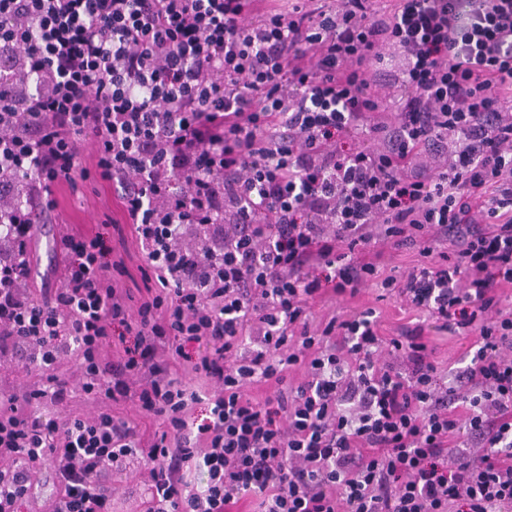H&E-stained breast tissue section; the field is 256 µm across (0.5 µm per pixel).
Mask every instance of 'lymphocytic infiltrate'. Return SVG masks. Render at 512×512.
Returning <instances> with one entry per match:
<instances>
[{
  "label": "lymphocytic infiltrate",
  "instance_id": "f902f5d3",
  "mask_svg": "<svg viewBox=\"0 0 512 512\" xmlns=\"http://www.w3.org/2000/svg\"><path fill=\"white\" fill-rule=\"evenodd\" d=\"M92 177L160 285L138 306L101 233L28 284L54 186ZM0 235V363L48 383L0 397V512L47 459L48 512H108L104 472L144 462V512H512V0H0ZM388 249L418 260L381 277ZM376 279L411 315L390 334L314 321ZM68 356L163 431L43 419ZM428 336L436 348L437 360L445 366L449 364L453 367H464L469 363L470 358L464 362H459L465 354L468 347V339L449 334L445 331H439L433 327L432 322H426ZM459 362V363H458Z\"/></svg>",
  "mask_w": 512,
  "mask_h": 512
}]
</instances>
